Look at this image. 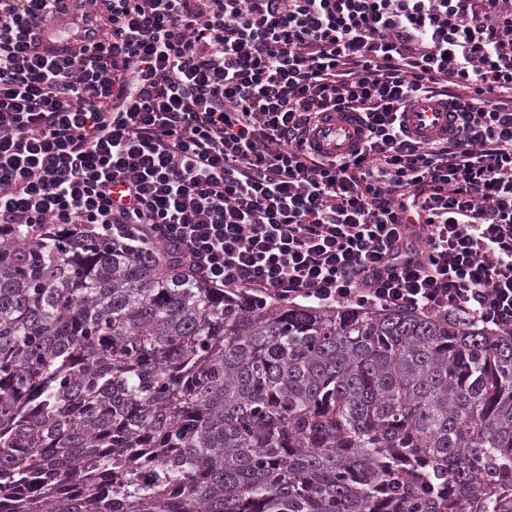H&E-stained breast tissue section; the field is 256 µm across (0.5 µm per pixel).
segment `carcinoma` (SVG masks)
<instances>
[{"mask_svg": "<svg viewBox=\"0 0 512 512\" xmlns=\"http://www.w3.org/2000/svg\"><path fill=\"white\" fill-rule=\"evenodd\" d=\"M0 512H512V337L0 241Z\"/></svg>", "mask_w": 512, "mask_h": 512, "instance_id": "obj_1", "label": "carcinoma"}]
</instances>
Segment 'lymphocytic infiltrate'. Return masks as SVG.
<instances>
[{
  "label": "lymphocytic infiltrate",
  "mask_w": 512,
  "mask_h": 512,
  "mask_svg": "<svg viewBox=\"0 0 512 512\" xmlns=\"http://www.w3.org/2000/svg\"><path fill=\"white\" fill-rule=\"evenodd\" d=\"M446 99L455 134L401 114ZM359 113L340 158L310 133ZM512 333V0H0V240Z\"/></svg>",
  "instance_id": "lymphocytic-infiltrate-1"
}]
</instances>
